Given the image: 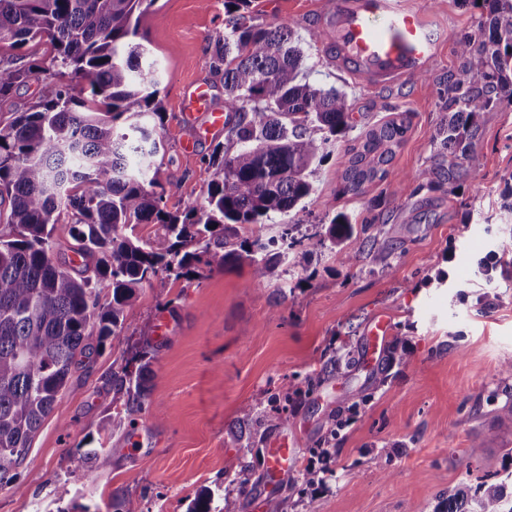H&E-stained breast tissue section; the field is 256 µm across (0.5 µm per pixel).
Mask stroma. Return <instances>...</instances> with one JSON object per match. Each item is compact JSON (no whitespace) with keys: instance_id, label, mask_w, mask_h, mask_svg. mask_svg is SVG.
I'll return each mask as SVG.
<instances>
[{"instance_id":"obj_1","label":"stroma","mask_w":512,"mask_h":512,"mask_svg":"<svg viewBox=\"0 0 512 512\" xmlns=\"http://www.w3.org/2000/svg\"><path fill=\"white\" fill-rule=\"evenodd\" d=\"M258 2L261 22L296 23L311 80L345 91L356 118L345 139L326 145L314 172L303 244L257 288L246 262L179 279L163 273L144 285L119 336L73 369L18 469L20 491L0 489V512H112L113 498L126 494L142 512H187L204 488L216 510L230 501L234 512H265V448L282 432L296 443L299 468L322 475L303 491L280 488L287 512H434L448 487L512 471V420L500 413L512 399V377L501 372L512 361V266L501 264L496 248L512 234L500 220L501 192L512 176V105L482 114L481 166L459 194L425 187L411 195L400 185L431 163L447 115L448 76L458 70L456 42L477 33L480 0H415L444 40L426 75L385 92L357 87L328 67L309 37L322 0ZM140 33L165 108L156 157L165 208L180 212L203 203L210 158L226 143L219 131L186 151L182 117V102L200 81L212 107H224V78L207 53L209 40L224 33V0H156ZM63 81L54 73L16 88L0 103V122ZM403 117L411 129L387 178L357 195L340 193L350 147ZM338 213L375 222L372 249L350 268L312 236L315 224ZM162 313L169 321L163 340L155 335ZM381 313L408 353L384 382L364 359L368 325ZM346 342L360 363L335 369L329 356ZM149 346L159 355L133 415L141 441L132 454L123 447L125 430L107 433L101 425L112 413L113 373L137 368ZM306 375L317 378L313 391L288 399L287 379ZM351 400L360 408L350 417ZM248 404L255 411L246 421ZM277 412L287 415L286 425L268 426ZM333 428L339 434L330 455L315 456L316 442ZM475 441L483 453L471 459L465 451ZM91 446L100 454L88 475L71 459ZM385 446L393 454L381 473L371 459Z\"/></svg>"}]
</instances>
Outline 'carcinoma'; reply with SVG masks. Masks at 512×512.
I'll list each match as a JSON object with an SVG mask.
<instances>
[{
  "instance_id": "obj_1",
  "label": "carcinoma",
  "mask_w": 512,
  "mask_h": 512,
  "mask_svg": "<svg viewBox=\"0 0 512 512\" xmlns=\"http://www.w3.org/2000/svg\"><path fill=\"white\" fill-rule=\"evenodd\" d=\"M155 0H0V41L16 47L34 39L54 51L50 65L0 66V101L20 85L64 69L68 84L0 125V488L20 490L18 468L36 432L66 388L72 369L118 335L125 311L161 273L197 275L248 258L253 286L292 248L299 224L281 225L280 239L251 233L234 248L239 229L264 225L277 214L300 213L314 191L313 165L331 139L355 127L347 94L308 77L292 23L255 22L254 0H224V37L214 41L211 67L224 73V132L236 146L216 152L205 202L181 213L165 210L164 190L149 173L160 150L163 116L150 49L137 41L140 19ZM479 34L457 40L459 72L448 74V119L436 133L432 165L419 187L453 194L480 166L475 150L480 114L512 103V0H486ZM405 120L386 121L349 148L339 192L357 193L384 179L405 141ZM501 219L512 224V175L502 193ZM75 218L71 250L87 276L58 261L53 238L61 214ZM160 224L164 234L144 240L124 229ZM374 224L331 218L329 240L343 266L368 251ZM112 294L102 304L100 294ZM150 363L112 374L113 412L102 430L131 427L130 411L147 393ZM99 449L73 458L93 471ZM512 474L476 486L459 483L435 512H512Z\"/></svg>"
}]
</instances>
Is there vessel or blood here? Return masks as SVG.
<instances>
[{"mask_svg": "<svg viewBox=\"0 0 512 512\" xmlns=\"http://www.w3.org/2000/svg\"><path fill=\"white\" fill-rule=\"evenodd\" d=\"M311 28L324 35L329 68L371 90L403 86L424 73L438 53L437 37L413 0H325ZM183 107L206 117L195 129L196 139L224 126V114L212 109L205 84L195 85ZM297 462L287 437L272 441L266 450L268 482L280 486Z\"/></svg>", "mask_w": 512, "mask_h": 512, "instance_id": "obj_1", "label": "vessel or blood"}]
</instances>
